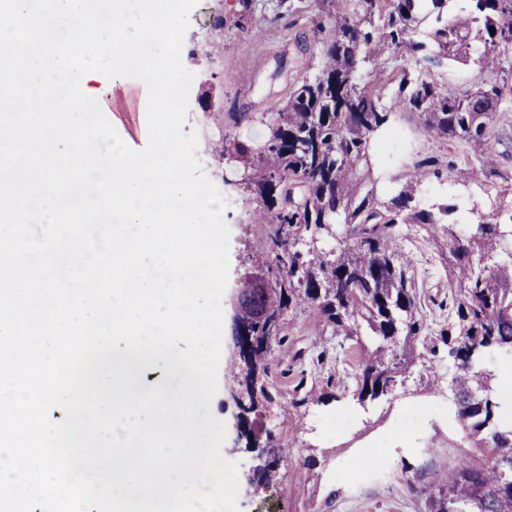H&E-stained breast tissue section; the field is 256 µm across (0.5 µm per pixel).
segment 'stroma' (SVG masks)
Listing matches in <instances>:
<instances>
[{
	"instance_id": "1",
	"label": "stroma",
	"mask_w": 512,
	"mask_h": 512,
	"mask_svg": "<svg viewBox=\"0 0 512 512\" xmlns=\"http://www.w3.org/2000/svg\"><path fill=\"white\" fill-rule=\"evenodd\" d=\"M283 0H251L244 28H237L239 0H199L189 14L182 61L193 73L184 132H197L198 160L227 202L224 220L230 229L229 275L222 299L224 327L219 365V390L211 412L226 424L223 456L238 462L240 512H425L423 490L461 453V431L448 420V383L454 367L447 349L427 356L426 368L443 383L427 391L407 381L395 395L358 405L352 396L337 398L326 383L330 373L351 369L355 359L336 350L329 330L309 313L288 315L284 341H271L280 365L267 381L275 399L260 402L257 411L244 412L232 364L238 357L234 341L232 298L245 274L255 266L254 255L264 232L253 212L256 199L242 185V162L224 149L240 143L262 151L266 127L259 116L285 105L295 84L315 76L321 67L315 41L316 0L288 1L292 14L275 20ZM223 16L224 27L213 20ZM483 43L474 42L468 61L449 62L443 74L448 83L468 88L499 79L496 65L486 63ZM147 98L135 79L106 82L100 107L122 140L132 149L148 141ZM253 120H245V113ZM491 141L497 174L481 171L460 177L452 171L430 173L415 199L429 204L452 203V222L467 227L483 221L512 220V106L496 112ZM386 131L398 138L374 152L371 180L384 198L394 196L407 181L415 162L432 156L458 159L464 145L428 136L414 113H390ZM404 251L413 261L422 311L438 315V300L448 294V278L440 259L417 226H405ZM326 351L323 368L310 364L313 353ZM307 395L303 406L284 414L297 394ZM274 435L282 462L271 485L255 481L267 435Z\"/></svg>"
}]
</instances>
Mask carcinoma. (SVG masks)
Returning <instances> with one entry per match:
<instances>
[{
	"label": "carcinoma",
	"mask_w": 512,
	"mask_h": 512,
	"mask_svg": "<svg viewBox=\"0 0 512 512\" xmlns=\"http://www.w3.org/2000/svg\"><path fill=\"white\" fill-rule=\"evenodd\" d=\"M473 2L476 38L491 52L512 49V0ZM318 4L335 21L320 44L321 71L303 79L282 110L260 119L269 130L261 158L236 146L251 170L245 180L257 195V219L267 225L260 248L267 290L253 294L250 304L271 310L249 325L254 346L239 348L250 405L259 396L273 401L262 379L274 369L270 339L282 333L290 312L315 315L337 347L359 349L353 397L362 407L396 393L413 376L415 360L436 353L427 342L431 327L412 260L398 245L402 225L416 224L448 271V301L438 304L448 309V320L438 336L456 351L448 413L464 448L429 487L426 512H512V400L493 393L489 368L498 356L512 358V262L493 260L505 231L483 221L464 233L448 222L450 205L436 213L411 205L412 182L438 165L436 157L415 164L411 182L387 200L367 187L360 169L388 114L404 108L419 114L427 134L472 148L464 167L452 162L450 170L466 176L478 161L493 176L486 156L491 124L508 100L497 82L462 91L418 74L470 55L468 26L443 19L448 0ZM432 17L429 48L412 35ZM387 50L403 58L402 66L381 62ZM365 68L371 81L362 85L358 73ZM394 82L398 95L387 100ZM339 221V247L317 250V234ZM475 389L485 394L479 403L470 397Z\"/></svg>",
	"instance_id": "1"
}]
</instances>
